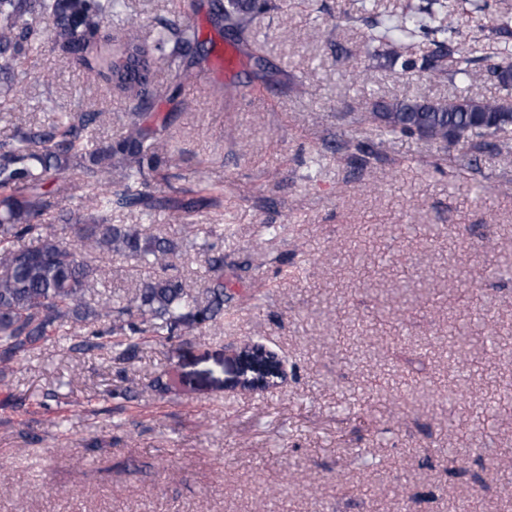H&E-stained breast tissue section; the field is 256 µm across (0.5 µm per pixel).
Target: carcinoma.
Returning a JSON list of instances; mask_svg holds the SVG:
<instances>
[{
  "instance_id": "1",
  "label": "carcinoma",
  "mask_w": 512,
  "mask_h": 512,
  "mask_svg": "<svg viewBox=\"0 0 512 512\" xmlns=\"http://www.w3.org/2000/svg\"><path fill=\"white\" fill-rule=\"evenodd\" d=\"M229 7H224V4ZM215 0L214 22L235 31L246 46L244 57L255 67L262 64L261 45L251 36L255 20L269 7L268 0ZM443 20L432 27L413 11L392 12L373 19L369 42L378 43L389 63L404 74H445L466 83L476 76L474 64L480 39L435 41L436 49L418 60L405 50V41L460 29L455 10L442 0ZM120 0H0V110L25 95V58L50 41L63 52V62L102 75L115 87L138 100L129 113L125 132L110 140L95 136L99 113L61 114L36 130H18L0 141V368L28 355L52 336L86 329L103 317L108 330H92L81 337V350L107 348L118 360L128 359L150 339H166L177 331H194L224 318L227 299L224 255H210L202 247L207 265V286L202 294L194 285L169 273L173 258L188 254L195 242L174 240L147 231L142 224H112L114 209H138L148 214L157 208L187 211L197 202L218 203V197L199 200L156 198L143 191L149 180L172 167L175 155L149 112L146 83L156 63L168 64L179 83L193 79L182 57L198 42L197 31L177 22L168 24L152 49L130 43L122 56H109L97 64L88 49L108 19L119 13ZM51 20L41 29L32 17ZM487 74L505 91L502 97L459 96L448 102L429 100L379 101L374 106L381 139L420 134L441 144L481 149L485 137L512 130V63L490 65ZM69 170L82 173L94 194L95 212L74 217L70 241L47 231L42 217L47 208L46 188ZM31 244L17 248L14 242ZM97 254L136 259L144 276L136 293L112 303L103 312L91 306L90 284L103 277L91 264Z\"/></svg>"
}]
</instances>
